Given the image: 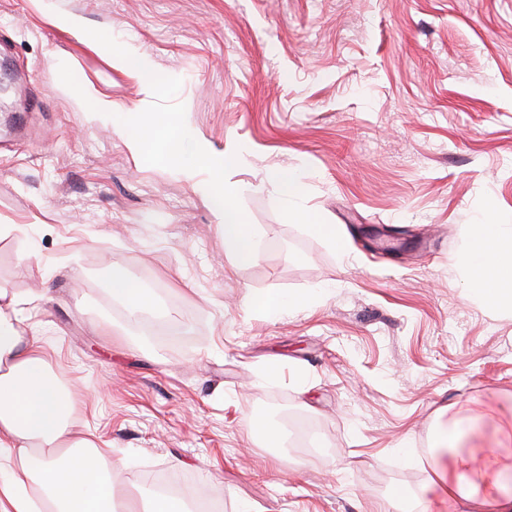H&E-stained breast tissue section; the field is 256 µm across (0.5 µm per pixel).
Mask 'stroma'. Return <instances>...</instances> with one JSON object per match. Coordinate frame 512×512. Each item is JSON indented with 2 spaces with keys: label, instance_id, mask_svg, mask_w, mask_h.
<instances>
[{
  "label": "stroma",
  "instance_id": "stroma-1",
  "mask_svg": "<svg viewBox=\"0 0 512 512\" xmlns=\"http://www.w3.org/2000/svg\"><path fill=\"white\" fill-rule=\"evenodd\" d=\"M89 27L180 78L193 137L240 153L257 260L225 250L181 171L87 110L153 100ZM0 70V289L125 493L153 501L147 479L167 472L224 512H396L393 490L427 495L454 418L483 413L492 439L512 410V309L471 291L459 255L487 205L512 225V0H0ZM274 168L300 174L295 205ZM113 267L156 300L139 325L104 290ZM270 291L319 299L250 307ZM265 404L311 422L313 453L256 440L245 421ZM315 300L314 293L286 297L278 292H267L251 298V306L266 316H279L287 307H309Z\"/></svg>",
  "mask_w": 512,
  "mask_h": 512
}]
</instances>
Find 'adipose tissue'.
<instances>
[{"label": "adipose tissue", "mask_w": 512, "mask_h": 512, "mask_svg": "<svg viewBox=\"0 0 512 512\" xmlns=\"http://www.w3.org/2000/svg\"><path fill=\"white\" fill-rule=\"evenodd\" d=\"M471 289L512 307V226L485 211L460 254ZM105 290L138 318L153 296L121 268ZM18 301L0 290V512H131L112 489V457L70 436L71 391L53 374L36 324L21 323ZM491 448L476 444L438 460L430 489L448 512H512V414Z\"/></svg>", "instance_id": "adipose-tissue-1"}]
</instances>
